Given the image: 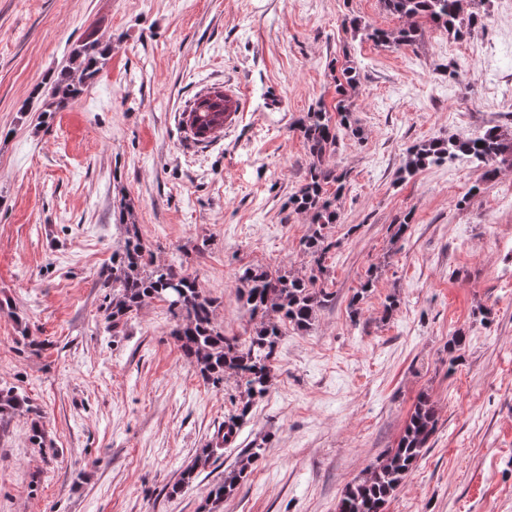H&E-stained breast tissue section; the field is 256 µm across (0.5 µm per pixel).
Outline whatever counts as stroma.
Returning <instances> with one entry per match:
<instances>
[{
  "label": "stroma",
  "mask_w": 512,
  "mask_h": 512,
  "mask_svg": "<svg viewBox=\"0 0 512 512\" xmlns=\"http://www.w3.org/2000/svg\"><path fill=\"white\" fill-rule=\"evenodd\" d=\"M353 17L402 24L380 0H0V387L41 411L46 440L31 444V415L0 420V512H204L259 443L223 512H336L423 391L437 431L386 512H512V168L484 182L460 157L402 173L412 145L512 129V0H488L467 38L424 22L398 49L355 35ZM88 36L112 42L101 75L43 115L42 85ZM346 63L360 78L342 98ZM214 89L238 110L202 145L182 114ZM341 99L353 128L329 159L346 174L328 228L336 299L308 332L287 331L235 444L168 496L240 388L205 383L183 359L163 302L107 331L126 237L113 212L131 201L156 262L196 277L225 335L248 336L237 273L308 272L310 225L288 203L310 163L297 127ZM262 445L258 444L254 448L243 449L235 467L224 475V482L217 484L211 490L206 503V507L210 506L207 512H217V509L223 505L224 499L230 498L240 482L250 475L253 466L262 456Z\"/></svg>",
  "instance_id": "35a3bbf8"
}]
</instances>
